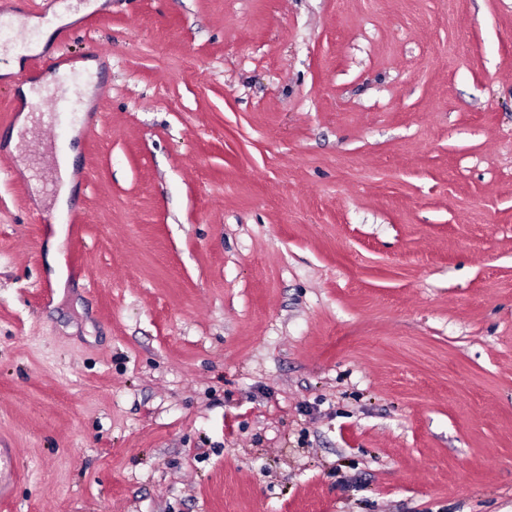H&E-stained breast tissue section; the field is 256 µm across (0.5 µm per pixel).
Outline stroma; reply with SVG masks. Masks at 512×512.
Segmentation results:
<instances>
[{
    "label": "stroma",
    "instance_id": "stroma-1",
    "mask_svg": "<svg viewBox=\"0 0 512 512\" xmlns=\"http://www.w3.org/2000/svg\"><path fill=\"white\" fill-rule=\"evenodd\" d=\"M34 36L0 25V512H512V0Z\"/></svg>",
    "mask_w": 512,
    "mask_h": 512
}]
</instances>
